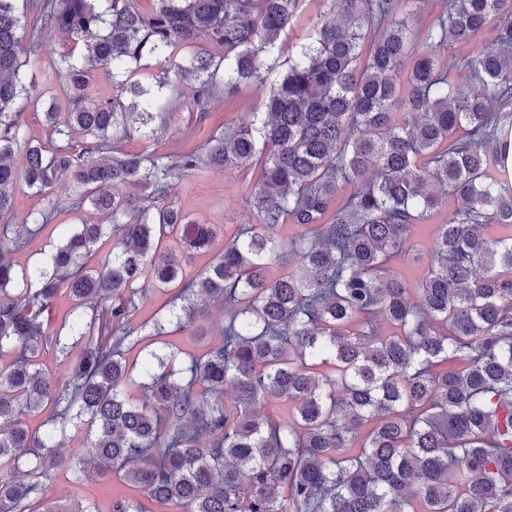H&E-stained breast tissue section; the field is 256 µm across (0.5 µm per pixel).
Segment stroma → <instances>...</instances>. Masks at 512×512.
I'll return each mask as SVG.
<instances>
[{"label":"stroma","instance_id":"stroma-1","mask_svg":"<svg viewBox=\"0 0 512 512\" xmlns=\"http://www.w3.org/2000/svg\"><path fill=\"white\" fill-rule=\"evenodd\" d=\"M68 48L65 37L52 33L42 34L36 53L28 55V70L37 81L42 96L41 102H22L24 112V136L41 142L53 139L54 132L45 120L46 99H54L57 106H64L65 97L48 66ZM268 87L264 84L243 86L230 102H217L210 115L197 119L190 109L191 87L182 85L175 112L166 122L157 125L153 136L146 137L131 132L122 147L130 153H153L165 155L196 149L218 128L238 127L251 120L253 113L264 111ZM255 172H232L201 167L178 183L176 201L189 219L201 224L214 225L216 237L210 251L194 254L186 265L189 274L204 270L215 254L224 247L226 237L234 235L240 225L257 224L254 205ZM104 215L92 207L74 210L61 206L54 214L53 222L27 237L24 244L14 252L17 266L28 267L44 261L59 244L60 228H76L83 224L105 223ZM224 323L222 304H214L210 316L190 330L174 334L172 340L184 352L198 353L206 346L220 345L223 337L219 328ZM128 487L117 478H101L89 472L59 471L53 480V493L57 496L74 497L83 504L96 507L97 512H109L113 498L128 494Z\"/></svg>","mask_w":512,"mask_h":512}]
</instances>
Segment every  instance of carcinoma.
<instances>
[{
  "mask_svg": "<svg viewBox=\"0 0 512 512\" xmlns=\"http://www.w3.org/2000/svg\"><path fill=\"white\" fill-rule=\"evenodd\" d=\"M17 2L0 0V294L24 285L0 299V355L14 353L0 365V512H91L50 494L56 471L87 461L177 512H512V0H442L421 41L411 18L428 0H326L300 45L279 38L303 0H155L148 12L139 0H28L40 29L71 45L56 66L66 110L52 102L45 118L63 140L86 136L79 151L24 141L19 104L36 88L23 52L36 42L23 46ZM201 43L222 54L177 59ZM455 45L473 46L465 93L439 57ZM275 53L288 67L266 112L204 153L118 148L169 114L183 80L202 120L219 95L267 82ZM146 58L166 69L135 77ZM100 71L113 94L95 100ZM202 165L258 170L259 226L187 276L215 231L172 196ZM19 184L112 223L64 233L19 271L11 253L31 233L11 224ZM445 196L461 208L435 226L423 274L390 272L418 262L414 239ZM490 224L509 235L488 236ZM105 236L112 256L87 268ZM172 284L153 335L221 301L224 341L187 361L171 343L148 353L135 403L129 322L145 289ZM61 292L78 302L65 336L41 320ZM47 348L66 380L41 367ZM277 401L288 418L264 412ZM48 404L57 415L31 429ZM75 420L92 434L65 454ZM111 512L144 510L124 496Z\"/></svg>",
  "mask_w": 512,
  "mask_h": 512,
  "instance_id": "carcinoma-1",
  "label": "carcinoma"
}]
</instances>
